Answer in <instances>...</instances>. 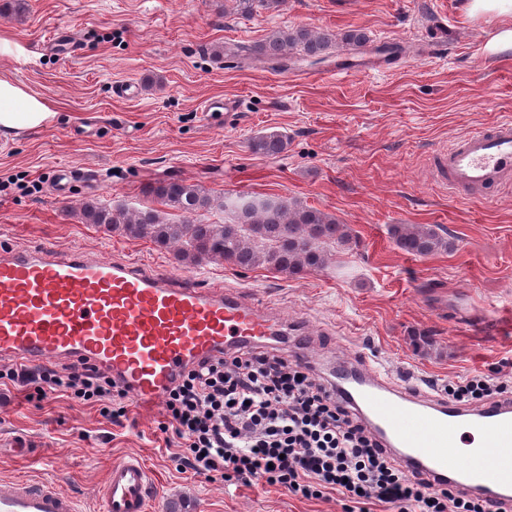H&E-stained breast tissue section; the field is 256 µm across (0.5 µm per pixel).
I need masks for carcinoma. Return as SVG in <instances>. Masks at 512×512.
Masks as SVG:
<instances>
[{"label": "carcinoma", "mask_w": 512, "mask_h": 512, "mask_svg": "<svg viewBox=\"0 0 512 512\" xmlns=\"http://www.w3.org/2000/svg\"><path fill=\"white\" fill-rule=\"evenodd\" d=\"M284 2L231 0V8L224 9V13L249 16L259 8L276 10ZM366 40L367 35L361 29H349L337 36L301 27L291 32L273 31L249 51L257 58L285 68L292 53L316 64L331 49H355ZM287 145V137L277 131L260 132L251 139L250 150L271 157L281 154ZM150 194L161 208L112 210L87 201L81 215L88 224H97L128 238H148L165 247L175 245L177 260L187 266L205 260H223L243 269L264 267L275 273L297 276L326 267L336 253L358 244L357 238L335 216L286 196L236 195L219 200L203 186L175 178L155 182ZM214 207L227 213L224 223L198 221L202 213ZM166 208L181 213L182 220L169 221ZM389 232L400 250L419 257L452 247L434 224H393Z\"/></svg>", "instance_id": "obj_1"}]
</instances>
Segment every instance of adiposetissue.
I'll list each match as a JSON object with an SVG mask.
<instances>
[{
  "label": "adipose tissue",
  "mask_w": 512,
  "mask_h": 512,
  "mask_svg": "<svg viewBox=\"0 0 512 512\" xmlns=\"http://www.w3.org/2000/svg\"><path fill=\"white\" fill-rule=\"evenodd\" d=\"M463 9L472 19H500V26L486 42L487 55L496 56L512 50V0H464ZM54 117L46 99L31 94L16 82L0 79V133L34 131L51 123Z\"/></svg>",
  "instance_id": "adipose-tissue-1"
}]
</instances>
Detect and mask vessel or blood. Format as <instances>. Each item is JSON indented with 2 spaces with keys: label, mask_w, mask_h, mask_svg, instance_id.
Returning <instances> with one entry per match:
<instances>
[{
  "label": "vessel or blood",
  "mask_w": 512,
  "mask_h": 512,
  "mask_svg": "<svg viewBox=\"0 0 512 512\" xmlns=\"http://www.w3.org/2000/svg\"><path fill=\"white\" fill-rule=\"evenodd\" d=\"M450 188L490 186L512 170V120L473 131L441 153ZM279 322L242 290L199 286L51 246L0 248V362L35 365L66 358L105 367L143 410L160 403L185 367L240 344L281 335ZM332 386L385 434L407 473L461 489L512 496V403L461 407L395 381L377 367L343 365ZM469 427L477 446L460 447ZM150 470L135 457L114 464L105 512H147ZM0 512H80L75 496L51 481L0 482Z\"/></svg>",
  "instance_id": "vessel-or-blood-1"
}]
</instances>
